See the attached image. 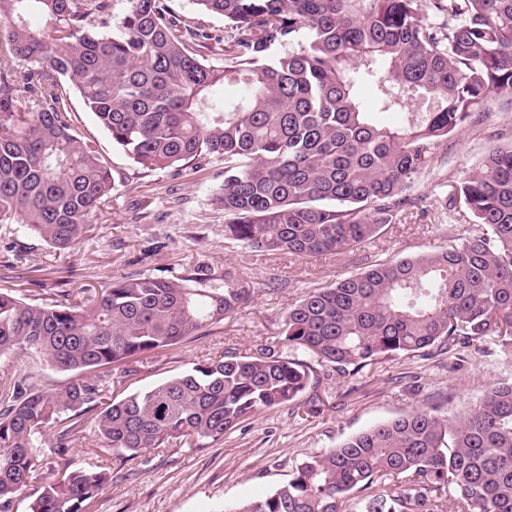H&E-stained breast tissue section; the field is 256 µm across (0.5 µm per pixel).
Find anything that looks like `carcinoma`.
Segmentation results:
<instances>
[{"label": "carcinoma", "mask_w": 512, "mask_h": 512, "mask_svg": "<svg viewBox=\"0 0 512 512\" xmlns=\"http://www.w3.org/2000/svg\"><path fill=\"white\" fill-rule=\"evenodd\" d=\"M125 2L117 17L113 0H0V224L62 252L112 190L96 142L69 122L72 88L146 169L224 161L212 197L224 237L297 257L351 251L418 206L407 190L437 143L491 95L512 98V0H191L224 19L221 34L170 0ZM275 44L291 50L272 56ZM226 84L240 94L226 97ZM460 206L483 232L374 264L288 309L286 340L312 360L226 354L119 400L104 401L112 367L199 336L249 291L201 266L117 278L79 303L0 290V357L24 353L68 375L46 388L20 372L0 388V512L37 479L30 512H87L112 475L77 464L72 441L90 432L121 462L173 441L205 448L297 400L316 364L357 374L487 341L511 363L512 146L452 187L448 208ZM52 429L56 466L44 477ZM354 492L362 512H440L444 495L458 512H512V380L461 411L417 408L372 426L231 512H344Z\"/></svg>", "instance_id": "cac0c4a2"}]
</instances>
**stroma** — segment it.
<instances>
[{"label":"stroma","instance_id":"obj_1","mask_svg":"<svg viewBox=\"0 0 512 512\" xmlns=\"http://www.w3.org/2000/svg\"><path fill=\"white\" fill-rule=\"evenodd\" d=\"M70 117L82 137L96 141L114 188L68 253L20 225L0 224V289L51 305L63 291L78 301L84 290L104 288L120 276L168 277L201 265L215 277H234L251 294L250 302L223 324L140 360L131 373L114 371L117 398L223 354L266 351L305 359V352L289 347L281 335L289 307L308 292L373 264L447 246L458 234L442 207L449 185L463 180L489 148L512 144V103L489 100L485 111L438 143L436 164L415 180L412 191L422 197V211L404 214L353 252L299 258L259 252L225 238L224 214L211 204L224 180L223 162L212 161L197 172L147 171L113 143L75 91ZM510 377L512 367L498 349L474 345L402 356L356 376L325 367L303 395L310 412L291 403L261 410L208 448L173 443L121 462L111 449L78 439L71 442L70 455L88 467H111L112 480L89 512H224L227 505L269 494L288 482L304 459L368 427L448 397L457 407L475 402L495 382Z\"/></svg>","mask_w":512,"mask_h":512}]
</instances>
